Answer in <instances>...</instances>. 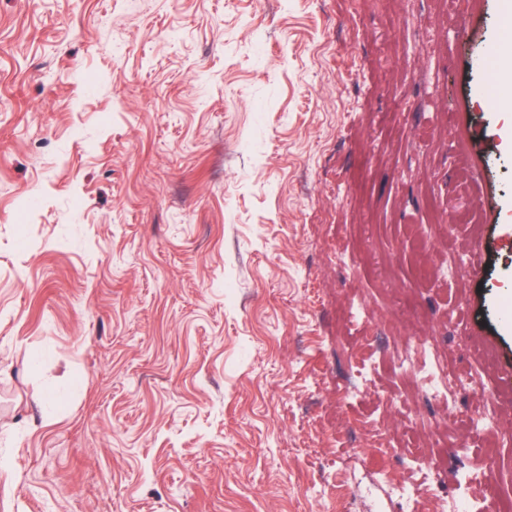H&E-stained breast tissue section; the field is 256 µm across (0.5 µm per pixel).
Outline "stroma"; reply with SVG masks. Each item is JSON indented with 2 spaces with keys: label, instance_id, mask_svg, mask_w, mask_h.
I'll return each instance as SVG.
<instances>
[{
  "label": "stroma",
  "instance_id": "1",
  "mask_svg": "<svg viewBox=\"0 0 512 512\" xmlns=\"http://www.w3.org/2000/svg\"><path fill=\"white\" fill-rule=\"evenodd\" d=\"M510 30L504 0H0V512H400L421 477L414 512L472 477L512 512ZM423 340L483 389L392 373ZM503 48L502 40L490 43L485 50L483 66L493 75L498 65L495 78L500 85L508 86L512 85V55L509 53L500 59Z\"/></svg>",
  "mask_w": 512,
  "mask_h": 512
}]
</instances>
